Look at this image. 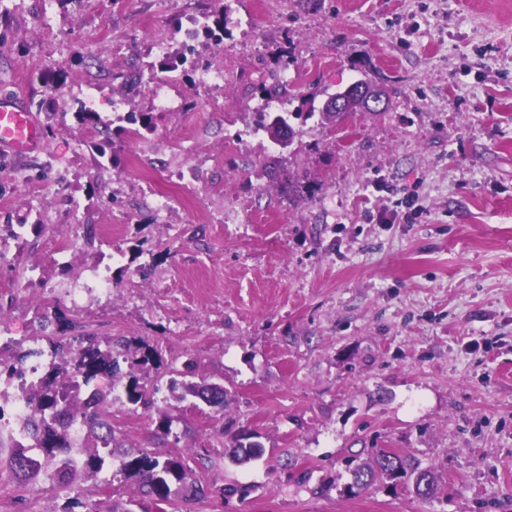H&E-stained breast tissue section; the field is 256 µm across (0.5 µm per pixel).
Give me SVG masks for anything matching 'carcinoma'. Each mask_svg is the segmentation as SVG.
Returning a JSON list of instances; mask_svg holds the SVG:
<instances>
[{"mask_svg":"<svg viewBox=\"0 0 512 512\" xmlns=\"http://www.w3.org/2000/svg\"><path fill=\"white\" fill-rule=\"evenodd\" d=\"M208 38L219 43L224 39V17L210 20L205 17ZM295 112H259L256 128L266 132L273 144L284 150L293 144L297 131L291 119ZM33 341L50 345L51 362L39 380L30 385L27 397L31 415L27 421L29 447L10 442L7 458L0 457L22 482H34L51 472L64 482L76 479L89 480L98 475L105 462L114 459L121 469L138 478L143 494L156 509L172 504L170 484L180 486V500L194 502L206 495L202 483L193 477L187 460L170 458L160 461L142 448H123L116 443L112 426V404L122 399L148 409L153 404L158 387L141 381L136 371L150 362L151 354H138L123 342L100 348L94 336L79 338V348L73 349L63 336H35ZM129 364L130 370L121 374L119 358ZM167 385L172 396L183 401L189 396L198 397L209 405H223L224 387L218 383L196 382V363L186 360L182 368H171ZM100 377L112 379V387L102 388L93 384ZM84 410L82 424L84 438L80 448L71 443V412ZM253 432H241L230 439L229 458L243 463L263 454V445ZM352 481L348 490L359 494L375 486L388 483L401 487L421 499H432L438 494L435 475L428 469L379 448L366 461L351 471Z\"/></svg>","mask_w":512,"mask_h":512,"instance_id":"obj_1","label":"carcinoma"}]
</instances>
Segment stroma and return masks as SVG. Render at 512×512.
Here are the masks:
<instances>
[{
    "mask_svg": "<svg viewBox=\"0 0 512 512\" xmlns=\"http://www.w3.org/2000/svg\"><path fill=\"white\" fill-rule=\"evenodd\" d=\"M203 13L226 16L223 44L195 51L229 85L199 89L181 65L179 109L160 111L140 79L160 67L151 46L181 55L174 23ZM282 71L298 131L283 153L253 130ZM365 78L385 79L384 111L312 117ZM3 94L54 131L26 159L0 151V344L29 348L49 292L67 335L156 350L147 380L194 358L223 406L112 409L124 445L189 459L207 489L190 512H512V0H0ZM116 97L154 129L113 135L104 167ZM286 175L310 193L281 191ZM405 193L423 207L410 222L393 214ZM92 268L111 301L84 290ZM247 430L265 452L232 463L224 444ZM374 448L431 468L441 493L350 494V459ZM141 497L115 465L66 487L0 469V512Z\"/></svg>",
    "mask_w": 512,
    "mask_h": 512,
    "instance_id": "1",
    "label": "stroma"
}]
</instances>
